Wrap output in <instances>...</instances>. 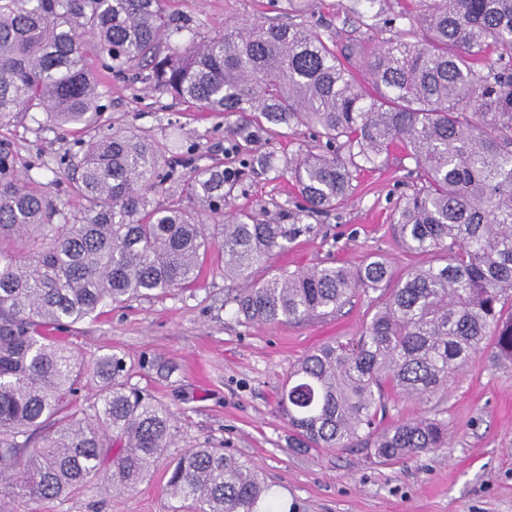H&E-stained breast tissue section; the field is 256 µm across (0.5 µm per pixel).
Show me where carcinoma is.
<instances>
[{"label": "carcinoma", "instance_id": "obj_1", "mask_svg": "<svg viewBox=\"0 0 512 512\" xmlns=\"http://www.w3.org/2000/svg\"><path fill=\"white\" fill-rule=\"evenodd\" d=\"M358 50L259 19L201 36L164 0H0V127L38 112L63 133L96 132L61 160L66 201L0 140V512L100 478L132 488L169 447L173 414L127 385L124 358L102 355L89 373L56 333L112 304L197 287L217 243L224 278L251 281L225 300L247 322L328 316L382 291L357 338L311 351L281 387L279 408L311 446L360 441L384 462L443 448L436 418L378 429L386 388L438 400L486 348L512 362V0H415L411 27L368 55V90L352 70ZM91 56L109 71L147 70L153 89L203 112L314 129L336 151L285 160L300 212L346 201L357 175L402 145L423 181L393 221L425 262L397 280L383 258L251 280L295 235L263 205L220 220L242 177L222 161L153 202L181 181L180 129L160 142L100 128ZM89 376L100 403L81 409ZM166 490L189 512H278L258 467L222 448L187 449Z\"/></svg>", "mask_w": 512, "mask_h": 512}]
</instances>
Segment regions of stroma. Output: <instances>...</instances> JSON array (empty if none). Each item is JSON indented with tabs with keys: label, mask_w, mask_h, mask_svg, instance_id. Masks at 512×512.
I'll return each mask as SVG.
<instances>
[{
	"label": "stroma",
	"mask_w": 512,
	"mask_h": 512,
	"mask_svg": "<svg viewBox=\"0 0 512 512\" xmlns=\"http://www.w3.org/2000/svg\"><path fill=\"white\" fill-rule=\"evenodd\" d=\"M411 0H165L178 23L214 34L230 18L259 17L270 24H305L343 47L372 50L390 27H409ZM104 124L165 138L178 124L189 150L182 177L223 160L274 154L278 162L313 147V130L265 124L250 115L222 118L151 90L131 75L102 73ZM19 166L64 197L68 178L61 157L76 152V137L23 120L0 128ZM420 184L414 161L393 148L382 164L355 180L348 201L328 213L297 216L295 191L281 169L246 168L224 200L225 211L264 205L279 223L300 232L287 251L269 256L256 271L263 278L324 262L360 264L385 258L395 275L422 263L405 252L391 219L398 197ZM221 253L212 249L198 287L107 307L95 322L63 333L79 360L116 353L132 386L175 415L173 438L135 488L119 490L96 480L69 497L12 500L13 512H174L165 485L170 462L190 448H224L257 464L280 512H512V362L480 355L449 379L441 405L387 392L385 423L424 417L443 421L448 445L382 463L367 449L296 445L277 401L280 386L306 353L323 343L358 336L376 310L375 293H359L337 314L303 322L246 324L225 306Z\"/></svg>",
	"instance_id": "obj_1"
}]
</instances>
